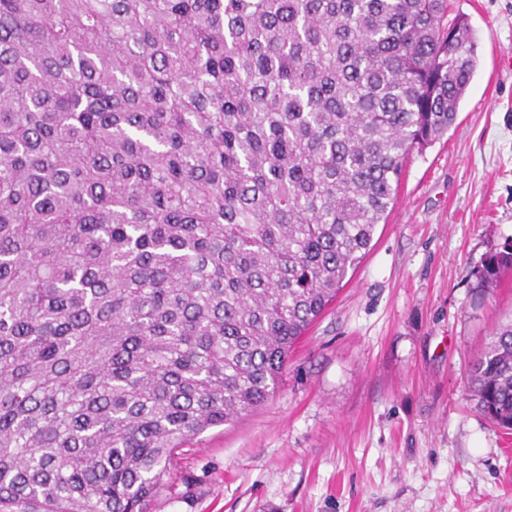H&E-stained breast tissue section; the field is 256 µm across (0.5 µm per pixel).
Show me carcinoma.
Instances as JSON below:
<instances>
[{
  "label": "carcinoma",
  "instance_id": "carcinoma-1",
  "mask_svg": "<svg viewBox=\"0 0 512 512\" xmlns=\"http://www.w3.org/2000/svg\"><path fill=\"white\" fill-rule=\"evenodd\" d=\"M448 0H0V512H147L275 392L479 59ZM512 269V243L480 278ZM512 428V323L472 362Z\"/></svg>",
  "mask_w": 512,
  "mask_h": 512
}]
</instances>
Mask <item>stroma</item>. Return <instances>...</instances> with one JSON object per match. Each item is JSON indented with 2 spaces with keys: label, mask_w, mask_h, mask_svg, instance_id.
<instances>
[{
  "label": "stroma",
  "mask_w": 512,
  "mask_h": 512,
  "mask_svg": "<svg viewBox=\"0 0 512 512\" xmlns=\"http://www.w3.org/2000/svg\"><path fill=\"white\" fill-rule=\"evenodd\" d=\"M479 66L261 407L188 440L148 512H512V430L468 384L512 322V0H450ZM512 269V243H506L502 250L490 253L483 264L480 278L482 282L489 284L496 281L499 275Z\"/></svg>",
  "instance_id": "stroma-1"
}]
</instances>
